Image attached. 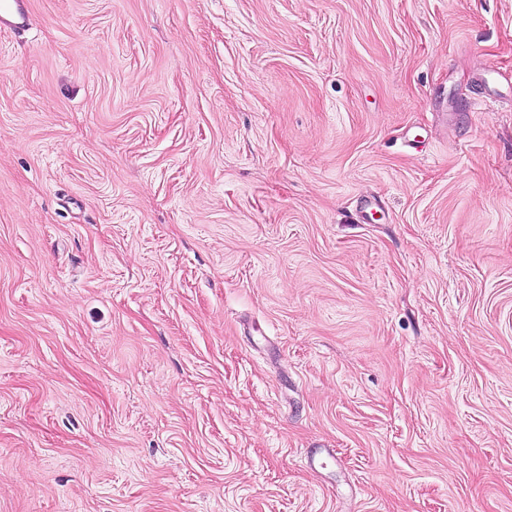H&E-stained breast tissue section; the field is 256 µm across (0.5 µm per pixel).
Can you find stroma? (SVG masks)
I'll use <instances>...</instances> for the list:
<instances>
[{
  "label": "stroma",
  "mask_w": 512,
  "mask_h": 512,
  "mask_svg": "<svg viewBox=\"0 0 512 512\" xmlns=\"http://www.w3.org/2000/svg\"><path fill=\"white\" fill-rule=\"evenodd\" d=\"M30 13L0 512H512V0Z\"/></svg>",
  "instance_id": "1"
}]
</instances>
